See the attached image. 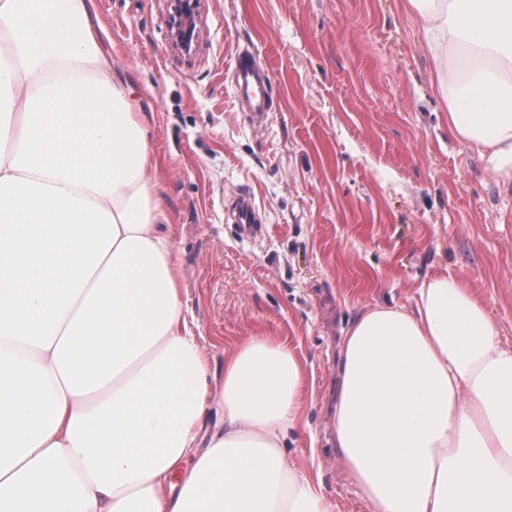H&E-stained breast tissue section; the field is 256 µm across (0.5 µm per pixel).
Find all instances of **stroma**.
<instances>
[{
    "instance_id": "obj_1",
    "label": "stroma",
    "mask_w": 512,
    "mask_h": 512,
    "mask_svg": "<svg viewBox=\"0 0 512 512\" xmlns=\"http://www.w3.org/2000/svg\"><path fill=\"white\" fill-rule=\"evenodd\" d=\"M104 50L147 113L187 319L213 371L224 350L277 336L305 365L306 427L285 453L321 470L334 512H369L336 457L331 408L342 331L366 305L413 306L434 274L486 297L512 344V190L449 132L417 18L404 0H200L185 56L167 0H94ZM271 72L263 124L228 67ZM252 192L264 233L227 211Z\"/></svg>"
}]
</instances>
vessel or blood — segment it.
<instances>
[{
    "label": "vessel or blood",
    "mask_w": 512,
    "mask_h": 512,
    "mask_svg": "<svg viewBox=\"0 0 512 512\" xmlns=\"http://www.w3.org/2000/svg\"><path fill=\"white\" fill-rule=\"evenodd\" d=\"M230 72L240 110L249 114L254 121H261L271 108V73L268 66L258 61L251 51L243 49L236 53ZM257 215V207L251 194L238 193L232 216L242 235L249 237L261 232Z\"/></svg>",
    "instance_id": "vessel-or-blood-1"
}]
</instances>
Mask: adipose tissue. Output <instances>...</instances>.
<instances>
[{
	"mask_svg": "<svg viewBox=\"0 0 512 512\" xmlns=\"http://www.w3.org/2000/svg\"><path fill=\"white\" fill-rule=\"evenodd\" d=\"M448 128L512 186V0H405ZM0 512H334L290 467L287 341L209 360L189 327L145 113L93 0H0ZM336 455L369 512H512V345L447 274L344 332Z\"/></svg>",
	"mask_w": 512,
	"mask_h": 512,
	"instance_id": "ef3b65f1",
	"label": "adipose tissue"
}]
</instances>
